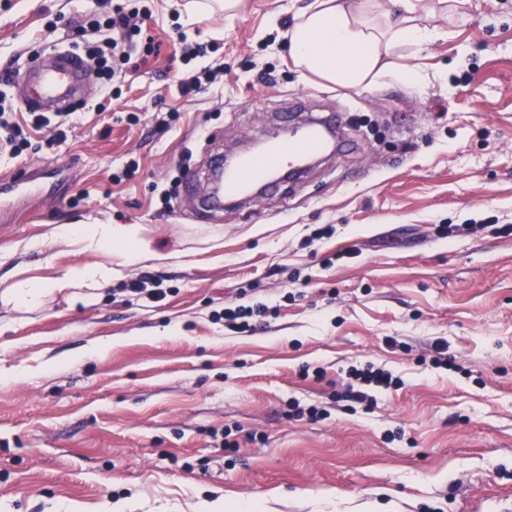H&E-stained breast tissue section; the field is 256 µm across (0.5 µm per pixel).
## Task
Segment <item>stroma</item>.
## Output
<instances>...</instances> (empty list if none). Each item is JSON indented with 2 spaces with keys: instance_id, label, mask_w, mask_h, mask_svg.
Here are the masks:
<instances>
[{
  "instance_id": "35a3bbf8",
  "label": "stroma",
  "mask_w": 512,
  "mask_h": 512,
  "mask_svg": "<svg viewBox=\"0 0 512 512\" xmlns=\"http://www.w3.org/2000/svg\"><path fill=\"white\" fill-rule=\"evenodd\" d=\"M190 2L0 0L27 137L0 154V291L52 288L34 309L0 302V512H512V0H452L407 59L420 84L364 92L297 72L287 32L311 0H242L231 20ZM118 6L150 9L155 52L108 95L89 73L48 143L33 120L54 111L25 73L77 41L78 13ZM181 32L205 57L175 55ZM301 100L350 148L200 212L211 156ZM60 224H126L146 251L91 252L54 240ZM455 224L476 230L443 235ZM97 264L111 283L54 290ZM145 275L162 296L130 292ZM256 302L273 312L254 332L225 327V304ZM439 344L457 371L432 368ZM368 364L402 386L347 398L346 370Z\"/></svg>"
}]
</instances>
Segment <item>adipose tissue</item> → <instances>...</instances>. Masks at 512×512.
Instances as JSON below:
<instances>
[{
  "label": "adipose tissue",
  "mask_w": 512,
  "mask_h": 512,
  "mask_svg": "<svg viewBox=\"0 0 512 512\" xmlns=\"http://www.w3.org/2000/svg\"><path fill=\"white\" fill-rule=\"evenodd\" d=\"M431 11L426 0H314L288 31L290 56L301 77L342 89L365 91L388 77L415 82V70L394 56L435 36L425 23ZM53 236L80 240L88 250L119 245L131 261L144 252L132 228L122 224H61Z\"/></svg>",
  "instance_id": "1"
}]
</instances>
